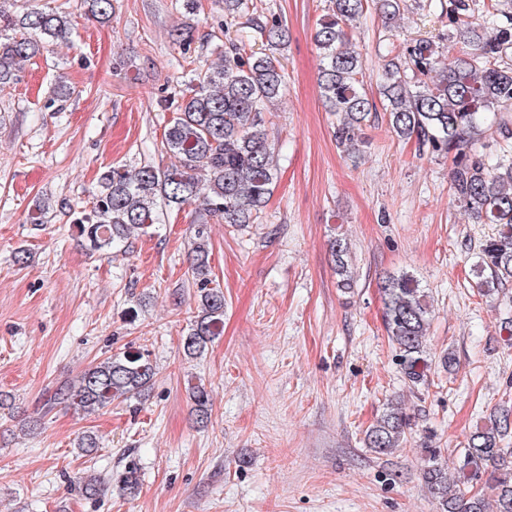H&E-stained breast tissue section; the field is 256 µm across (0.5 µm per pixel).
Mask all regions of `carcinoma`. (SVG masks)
Returning a JSON list of instances; mask_svg holds the SVG:
<instances>
[{
    "label": "carcinoma",
    "instance_id": "obj_1",
    "mask_svg": "<svg viewBox=\"0 0 512 512\" xmlns=\"http://www.w3.org/2000/svg\"><path fill=\"white\" fill-rule=\"evenodd\" d=\"M115 2L81 0L91 16L104 22L112 20ZM400 2L376 0L385 22L400 12ZM331 3V12L313 36L322 62L320 88L327 110L336 116V143L354 157L360 153L356 130L370 121L374 104L367 95L360 53L348 48V32L367 11L369 0ZM482 9L479 21L465 0H451L448 26L455 49L446 59L428 39L391 49L380 94L390 132L414 139L422 148L454 154L455 201L477 222L499 225L497 235L482 243L475 264L480 290L495 295L512 282V162L491 163L472 152L471 140L482 134L487 113L512 107V17L501 18L497 0H485ZM260 31L276 50L288 42V28L277 20L260 26ZM72 35L70 18L52 9L20 17L0 9V84L16 80L21 64L41 48L66 43ZM214 51L220 64L195 71L188 94L164 132L170 163L164 168L145 164L132 171L114 167L102 175L92 214L78 221L90 251L113 247L132 230L153 226L159 203L180 208L201 199L206 216L239 227L260 218L276 179L266 114L281 95L285 72L274 54L257 53L244 43H217ZM331 249L337 274L348 287L349 243L338 237ZM190 269L201 305L182 338V349L193 359L220 335L224 322V293L211 287L210 248L202 228ZM380 293L384 327L401 373L412 385L423 384L432 367L426 351L432 314L428 295L408 273L385 276ZM154 376L155 366L143 353L111 355L86 368L77 381L58 386L47 406L100 411L141 397ZM189 395L196 423H207L212 411L209 391L199 382L189 387ZM409 429L410 416L392 401L366 430L365 446L384 456L403 444ZM510 434L512 408H494L486 423L470 434L453 480L441 449L422 448V480L437 512H512V448L503 447ZM80 490L96 497L103 481L90 474L81 479ZM120 491L127 497L140 493L135 465L125 469Z\"/></svg>",
    "mask_w": 512,
    "mask_h": 512
}]
</instances>
